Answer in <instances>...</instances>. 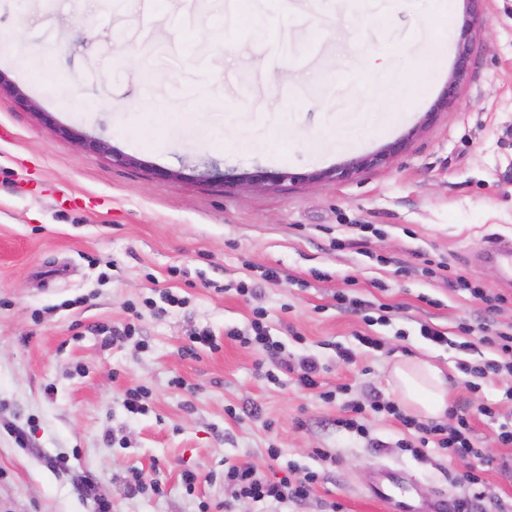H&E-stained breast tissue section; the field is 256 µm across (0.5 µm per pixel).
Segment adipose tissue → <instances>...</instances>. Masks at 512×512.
I'll return each mask as SVG.
<instances>
[{
    "mask_svg": "<svg viewBox=\"0 0 512 512\" xmlns=\"http://www.w3.org/2000/svg\"><path fill=\"white\" fill-rule=\"evenodd\" d=\"M392 375L407 407L427 416L444 415L447 388L440 369L423 359H408L396 363Z\"/></svg>",
    "mask_w": 512,
    "mask_h": 512,
    "instance_id": "obj_1",
    "label": "adipose tissue"
}]
</instances>
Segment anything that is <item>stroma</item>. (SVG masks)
Here are the masks:
<instances>
[{"instance_id": "1", "label": "stroma", "mask_w": 512, "mask_h": 512, "mask_svg": "<svg viewBox=\"0 0 512 512\" xmlns=\"http://www.w3.org/2000/svg\"><path fill=\"white\" fill-rule=\"evenodd\" d=\"M85 3L0 0V31L16 37L0 77L18 89L0 94V512H97L79 490L87 479L111 512H198L203 501L210 512H262L232 499L224 466L282 478L267 464L271 445L320 475L288 512L333 502L390 512L369 493L384 465L424 496L470 495L464 464L402 452L396 421L369 415L365 439L334 421L356 400H398L393 365L421 357L441 369L448 402L467 404L483 454L512 456L478 412L491 402L512 412L502 399L512 377L471 389L457 351L420 335L426 322L452 340L463 322H512V283L481 259L488 239L512 238V0H477L467 77L440 113L462 0L450 20L430 22L421 0H285L276 12L267 0H210L204 11L167 0L149 20L126 0ZM355 52L374 53L372 72L338 76ZM389 83L400 94L380 98ZM73 88L87 111L70 107ZM170 112L180 125H168ZM345 127L359 136L340 151ZM82 134L111 154L84 151ZM399 139L405 149L386 165L340 181L236 180L257 167L326 171ZM426 258L509 304L488 312L423 274ZM267 268L281 283L262 280ZM242 280L252 295L237 293ZM167 291L184 304L167 305ZM341 293L368 302L366 315L342 308ZM258 307L290 355L324 365L333 402L294 375L259 376V354L226 338L249 331ZM203 331L216 349H191ZM137 386L151 397L143 414L123 405ZM136 468L157 474L163 494L133 491ZM186 470L199 475L191 494Z\"/></svg>"}]
</instances>
